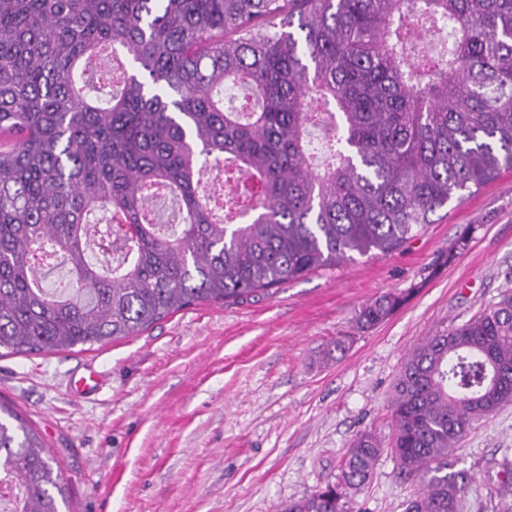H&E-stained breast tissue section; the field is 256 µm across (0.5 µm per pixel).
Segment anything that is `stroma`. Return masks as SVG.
I'll return each mask as SVG.
<instances>
[{"instance_id":"35a3bbf8","label":"stroma","mask_w":512,"mask_h":512,"mask_svg":"<svg viewBox=\"0 0 512 512\" xmlns=\"http://www.w3.org/2000/svg\"><path fill=\"white\" fill-rule=\"evenodd\" d=\"M512 290V170L438 209L400 249L282 284L272 296L200 304L126 339L0 357V403L57 461L69 512H278L337 484L352 438L382 452L351 492L361 512H405L415 487L389 446L401 368L427 337ZM402 305L359 329L361 307ZM347 338L345 352L337 339ZM96 389L71 382L87 368ZM512 459V403L475 422L450 456L471 480L463 512H492Z\"/></svg>"}]
</instances>
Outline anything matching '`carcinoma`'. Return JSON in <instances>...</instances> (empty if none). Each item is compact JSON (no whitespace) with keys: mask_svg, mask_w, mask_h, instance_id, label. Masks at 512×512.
<instances>
[{"mask_svg":"<svg viewBox=\"0 0 512 512\" xmlns=\"http://www.w3.org/2000/svg\"><path fill=\"white\" fill-rule=\"evenodd\" d=\"M449 28L442 54L424 24ZM127 51L108 98L84 87ZM248 91L224 109V88ZM328 136L315 170L313 130ZM224 166L232 197L199 192ZM512 168V0H0V350L43 354L136 336L184 308L390 253L430 215ZM168 187L179 222L155 211ZM112 255L96 264L89 254ZM69 279L51 291V264ZM381 296L357 323L399 306ZM512 403V291L408 356L390 453L417 487L406 512H460L470 476L448 455ZM374 433L341 481L281 512H354ZM499 512H512L503 460ZM60 472L0 405V512H62Z\"/></svg>","mask_w":512,"mask_h":512,"instance_id":"1","label":"carcinoma"}]
</instances>
